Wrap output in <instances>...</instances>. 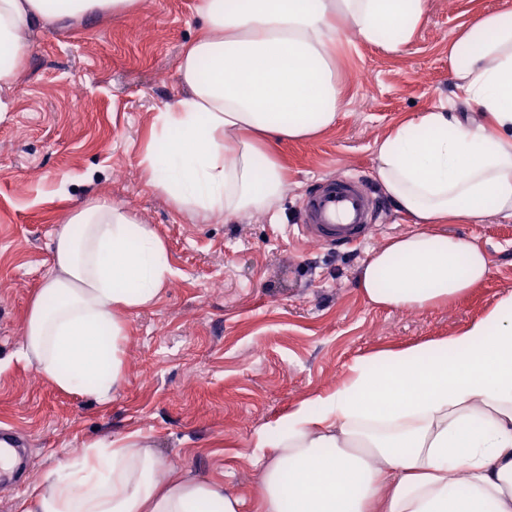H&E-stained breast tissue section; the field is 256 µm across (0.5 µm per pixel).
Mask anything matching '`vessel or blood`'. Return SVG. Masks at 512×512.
<instances>
[{"label": "vessel or blood", "instance_id": "b4317fda", "mask_svg": "<svg viewBox=\"0 0 512 512\" xmlns=\"http://www.w3.org/2000/svg\"><path fill=\"white\" fill-rule=\"evenodd\" d=\"M300 235L311 242L347 247L365 243L377 230L365 181L355 174L319 183L303 200Z\"/></svg>", "mask_w": 512, "mask_h": 512}]
</instances>
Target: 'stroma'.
<instances>
[{
	"instance_id": "35a3bbf8",
	"label": "stroma",
	"mask_w": 512,
	"mask_h": 512,
	"mask_svg": "<svg viewBox=\"0 0 512 512\" xmlns=\"http://www.w3.org/2000/svg\"><path fill=\"white\" fill-rule=\"evenodd\" d=\"M198 4L147 0L134 14L65 22L29 38L15 110L0 122V432L23 442L27 466L19 480L0 475V512H21L26 484L85 443L131 431L173 467L223 477L250 497L261 471L255 431L334 389L355 358L449 336L512 291V218L498 216L445 227L491 259L488 280L463 299L386 310L356 286L369 253L412 229L376 186L377 142L401 118L456 101L449 40L512 0H429L397 53L344 31L335 129L277 147L288 169L279 224L262 213L196 224L141 178L153 118L181 92L177 58L201 31ZM350 172L377 201L376 236L349 249L301 241L305 193ZM100 194L151 224L177 270L157 306L130 315L126 379L104 405L54 389L19 357L52 234Z\"/></svg>"
}]
</instances>
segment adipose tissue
I'll return each mask as SVG.
<instances>
[{
    "mask_svg": "<svg viewBox=\"0 0 512 512\" xmlns=\"http://www.w3.org/2000/svg\"><path fill=\"white\" fill-rule=\"evenodd\" d=\"M145 0H0V121L13 109L35 29L120 15ZM427 0H199L203 29L179 55L182 94L157 112L138 158L147 187L207 224L276 214L285 169L274 142L314 138L340 117L344 30L391 52ZM468 118L448 107L393 128L374 178L414 231L362 264L381 308L428 310L490 274L478 245L444 224L512 218V9L448 43ZM175 270L155 229L89 199L53 234L51 268L23 318L20 356L57 389L98 403L125 381L131 313ZM267 449L252 500L223 479L169 467L140 432L96 440L27 487L23 512H512V291L441 340L356 358L329 392L253 437Z\"/></svg>",
    "mask_w": 512,
    "mask_h": 512,
    "instance_id": "1",
    "label": "adipose tissue"
}]
</instances>
